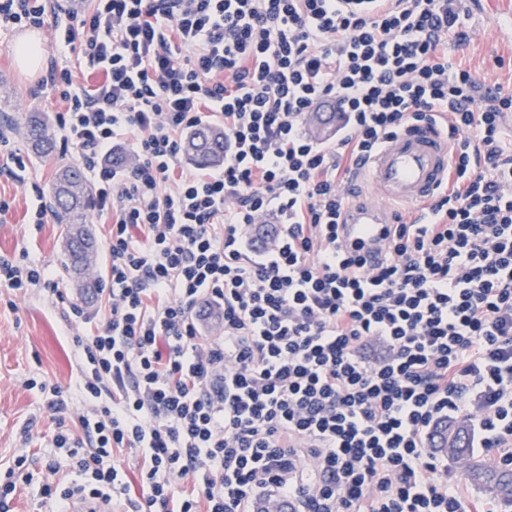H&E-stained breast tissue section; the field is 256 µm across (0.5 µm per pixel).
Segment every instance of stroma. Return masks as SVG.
Instances as JSON below:
<instances>
[{
  "mask_svg": "<svg viewBox=\"0 0 512 512\" xmlns=\"http://www.w3.org/2000/svg\"><path fill=\"white\" fill-rule=\"evenodd\" d=\"M468 34L465 44L448 43V58L474 73L484 87L512 94V44L502 42L498 27L512 25V0H494L484 10L466 8L463 18ZM19 36L0 35V81L9 90L0 98V130L27 160L24 181L11 178L0 157V196L11 200L10 211L0 217V255L28 252L29 259L50 266L67 297L80 302L69 276L60 264V224L48 221L29 224L25 213L30 204V185H50L57 162L35 157L16 129L17 121L32 112L57 113L64 104L47 80L46 70L28 74L17 64L13 46ZM77 365L69 336L51 297L31 291L19 294L0 288V466L23 453L42 457L56 425L38 390L29 379L73 385Z\"/></svg>",
  "mask_w": 512,
  "mask_h": 512,
  "instance_id": "stroma-1",
  "label": "stroma"
}]
</instances>
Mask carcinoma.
I'll return each mask as SVG.
<instances>
[{
	"mask_svg": "<svg viewBox=\"0 0 512 512\" xmlns=\"http://www.w3.org/2000/svg\"><path fill=\"white\" fill-rule=\"evenodd\" d=\"M22 133L38 156L46 158L54 154L56 144L48 113H30ZM183 150L197 166L220 165L224 163V130L200 126L187 135ZM89 195L90 189L80 168L65 163L57 165L52 196L55 217L58 223L65 225L62 264L76 281L83 298L93 297L99 288V283L91 277L96 268L97 245L85 219ZM468 435V428L446 424L438 431V448L451 457L465 460L468 471L476 480L501 499L512 502V470L474 457L465 446Z\"/></svg>",
	"mask_w": 512,
	"mask_h": 512,
	"instance_id": "carcinoma-1",
	"label": "carcinoma"
}]
</instances>
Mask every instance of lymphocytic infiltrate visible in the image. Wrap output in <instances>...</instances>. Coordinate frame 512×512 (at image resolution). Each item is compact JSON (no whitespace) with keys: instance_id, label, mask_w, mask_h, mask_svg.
I'll list each match as a JSON object with an SVG mask.
<instances>
[{"instance_id":"lymphocytic-infiltrate-1","label":"lymphocytic infiltrate","mask_w":512,"mask_h":512,"mask_svg":"<svg viewBox=\"0 0 512 512\" xmlns=\"http://www.w3.org/2000/svg\"><path fill=\"white\" fill-rule=\"evenodd\" d=\"M88 0L56 41L101 73L52 68L62 151L111 222L104 310L66 303L44 265L0 256V286L56 299L75 391L30 380L57 421L40 495L54 512H502L432 447L460 418L512 466V95L448 59L462 0ZM49 0H0V31ZM337 114L333 140L305 118ZM452 141L430 224L401 223L375 265L337 243L342 183L406 124ZM224 129V163H182ZM125 147L133 161L108 166ZM219 336L204 337L206 308ZM126 450L136 477L115 461ZM183 160L189 166L211 167L224 163V130L212 126H200L184 140ZM195 164V165H194Z\"/></svg>"}]
</instances>
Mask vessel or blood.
I'll list each match as a JSON object with an SVG mask.
<instances>
[{
  "instance_id": "vessel-or-blood-1",
  "label": "vessel or blood",
  "mask_w": 512,
  "mask_h": 512,
  "mask_svg": "<svg viewBox=\"0 0 512 512\" xmlns=\"http://www.w3.org/2000/svg\"><path fill=\"white\" fill-rule=\"evenodd\" d=\"M451 143L437 128L407 124L362 166L370 196H357L338 227L340 242L365 261L396 216L415 219L449 180Z\"/></svg>"
}]
</instances>
